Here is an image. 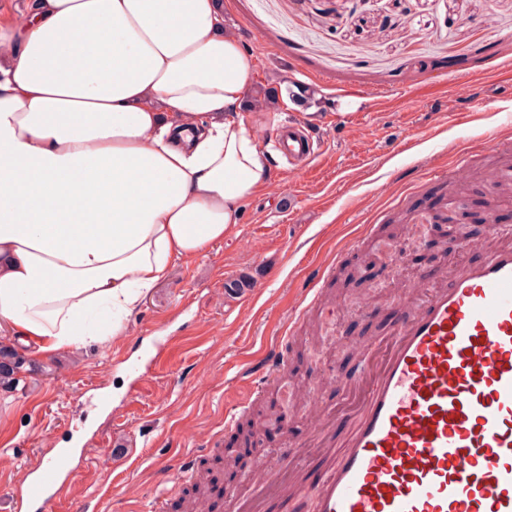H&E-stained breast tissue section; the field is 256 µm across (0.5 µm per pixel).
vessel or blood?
Masks as SVG:
<instances>
[{
    "instance_id": "obj_1",
    "label": "vessel or blood",
    "mask_w": 512,
    "mask_h": 512,
    "mask_svg": "<svg viewBox=\"0 0 512 512\" xmlns=\"http://www.w3.org/2000/svg\"><path fill=\"white\" fill-rule=\"evenodd\" d=\"M275 147L299 167L314 159L320 141L292 121L278 129ZM467 169L464 157L450 168L449 201L471 193ZM489 183L496 188L490 206L512 198V170L492 173ZM459 247L481 256L457 264L438 286L420 279L402 288L394 329L351 344L361 395L342 441L332 435L336 418L327 406L311 403L308 451L328 460L312 496L302 499L304 477L288 452L255 462L253 489L304 500V512H512V243L463 240ZM254 295L237 280L224 289L231 307ZM322 295L310 288L304 311L334 315ZM285 367L284 352H275L251 395L280 384ZM72 464L70 454L44 452L10 512H44Z\"/></svg>"
}]
</instances>
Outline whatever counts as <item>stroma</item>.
<instances>
[{"label":"stroma","instance_id":"obj_1","mask_svg":"<svg viewBox=\"0 0 512 512\" xmlns=\"http://www.w3.org/2000/svg\"><path fill=\"white\" fill-rule=\"evenodd\" d=\"M224 25L241 39L253 83H301L305 104L280 97L245 122L269 157V178L245 203L222 245L178 261L119 336L50 355L16 388L0 389V512L43 449L79 440L78 468L47 512H182L179 502L201 461L224 482L219 456L235 428L226 415L257 417L285 387L241 401L233 390L248 367L279 349L288 309L310 287L323 258L350 270L375 259L373 305L339 299L314 357L288 355V371L317 397L347 411L350 392L325 386L354 362L339 337L373 339L394 322L391 301L407 283L439 279L459 255L426 247L428 220L447 211L444 179L458 149L489 131L512 130V0H224ZM486 109L472 112L471 100ZM306 119L323 149L292 171L274 148L276 131ZM414 211L408 234L380 247L368 224ZM257 286L247 304H224L232 274ZM157 336L179 342L152 379L131 390L126 362ZM113 405L99 406L98 391Z\"/></svg>","mask_w":512,"mask_h":512}]
</instances>
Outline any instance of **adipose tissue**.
<instances>
[{"label":"adipose tissue","mask_w":512,"mask_h":512,"mask_svg":"<svg viewBox=\"0 0 512 512\" xmlns=\"http://www.w3.org/2000/svg\"><path fill=\"white\" fill-rule=\"evenodd\" d=\"M222 0H32L0 22V345L106 341L223 242L268 163Z\"/></svg>","instance_id":"adipose-tissue-1"}]
</instances>
